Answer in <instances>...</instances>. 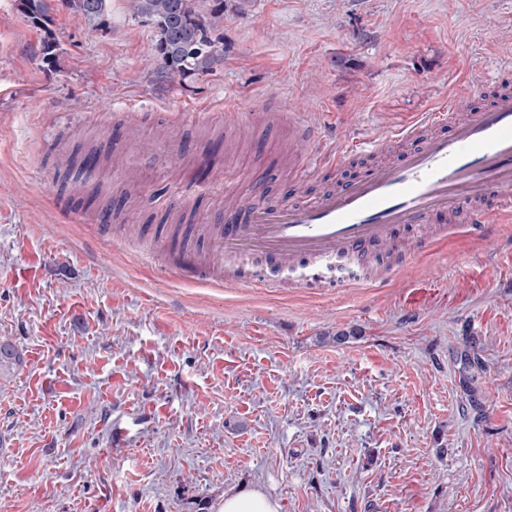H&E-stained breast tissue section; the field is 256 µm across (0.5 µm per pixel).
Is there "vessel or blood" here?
<instances>
[{"instance_id":"b4317fda","label":"vessel or blood","mask_w":512,"mask_h":512,"mask_svg":"<svg viewBox=\"0 0 512 512\" xmlns=\"http://www.w3.org/2000/svg\"><path fill=\"white\" fill-rule=\"evenodd\" d=\"M360 147L374 162L307 203L238 201L226 211L214 252L242 263L270 257L299 281L336 288L360 281L373 250L391 245L397 228L420 226L432 214L478 240L493 219L512 221L510 80L462 114L443 104L372 132ZM348 153L347 141H332L315 164L337 169Z\"/></svg>"}]
</instances>
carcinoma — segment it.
Wrapping results in <instances>:
<instances>
[{"label":"carcinoma","mask_w":512,"mask_h":512,"mask_svg":"<svg viewBox=\"0 0 512 512\" xmlns=\"http://www.w3.org/2000/svg\"><path fill=\"white\" fill-rule=\"evenodd\" d=\"M58 5L93 23L107 17V0H18V9L26 21L44 30L48 29L53 8ZM130 8L135 17L156 31V59L163 72L182 78L205 75L224 56L222 42L208 34L224 17V0H216L207 17L199 10L198 0H130ZM98 159L94 147L83 154L80 148H75L67 159L65 179L72 180L74 185H86L81 174L91 173ZM20 363L13 345L0 341V373Z\"/></svg>","instance_id":"carcinoma-1"}]
</instances>
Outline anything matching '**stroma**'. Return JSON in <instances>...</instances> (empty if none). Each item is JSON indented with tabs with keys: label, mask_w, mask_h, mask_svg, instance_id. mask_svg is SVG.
<instances>
[{
	"label": "stroma",
	"mask_w": 512,
	"mask_h": 512,
	"mask_svg": "<svg viewBox=\"0 0 512 512\" xmlns=\"http://www.w3.org/2000/svg\"><path fill=\"white\" fill-rule=\"evenodd\" d=\"M51 29L47 60L0 0V340L23 358L0 377V512H215L251 488L281 512H512V223L428 251L434 225L400 228L347 288L184 278L161 223L176 199L208 236L244 174L262 204L342 178L264 113L352 140L482 101L512 0H224V58L185 79L127 0ZM70 136L111 149L93 178L134 190L137 226L60 192ZM288 126L293 130L300 129L308 139H316L321 136L322 127L320 122L312 121L308 114L303 112H289Z\"/></svg>",
	"instance_id": "35a3bbf8"
}]
</instances>
